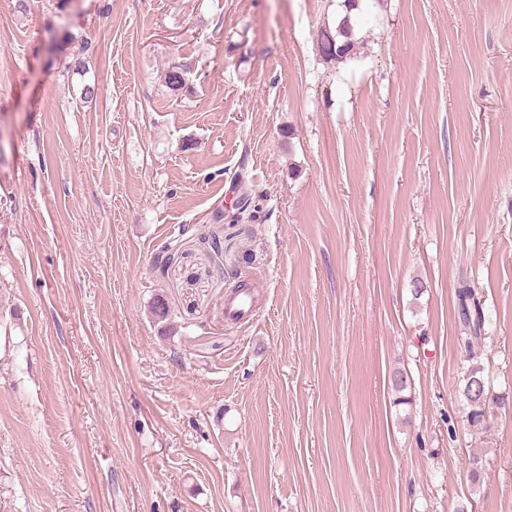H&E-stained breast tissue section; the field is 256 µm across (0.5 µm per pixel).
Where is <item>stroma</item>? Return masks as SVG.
Wrapping results in <instances>:
<instances>
[{"label":"stroma","instance_id":"35a3bbf8","mask_svg":"<svg viewBox=\"0 0 512 512\" xmlns=\"http://www.w3.org/2000/svg\"><path fill=\"white\" fill-rule=\"evenodd\" d=\"M339 6L0 0V512H512V0ZM360 0H346L344 5H347L349 10L358 9ZM356 7V8H353ZM348 15H345L335 26L334 30L330 27L321 30V38L319 49L325 60L334 61L336 63H342L356 54L357 46L360 41L355 37V25L351 24V19ZM343 38V43L340 44V40ZM343 44L347 45V51L344 53L339 52V47ZM458 315L468 336H461L460 343L466 352H471L475 343L485 334L486 318L480 301L475 297V291L467 283H462L457 290ZM469 381L471 382L469 383ZM477 385H480L478 391ZM460 392L469 408L468 421L473 426L480 425L484 421L486 409L489 407L487 405L489 386L483 368L477 364L463 367Z\"/></svg>","mask_w":512,"mask_h":512}]
</instances>
